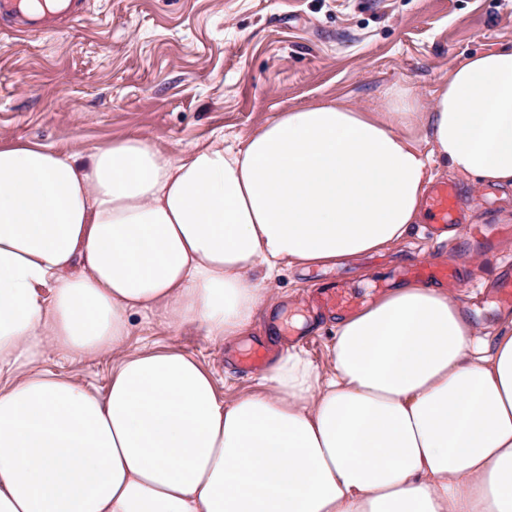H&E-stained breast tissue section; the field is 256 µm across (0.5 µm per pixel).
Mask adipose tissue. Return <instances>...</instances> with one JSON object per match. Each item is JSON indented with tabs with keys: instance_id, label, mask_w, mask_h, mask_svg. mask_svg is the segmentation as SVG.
<instances>
[{
	"instance_id": "adipose-tissue-1",
	"label": "adipose tissue",
	"mask_w": 512,
	"mask_h": 512,
	"mask_svg": "<svg viewBox=\"0 0 512 512\" xmlns=\"http://www.w3.org/2000/svg\"><path fill=\"white\" fill-rule=\"evenodd\" d=\"M439 167L512 188V49L236 146L0 145V512H512V318L481 333L447 289L388 290L230 402L194 355L126 346L132 312L244 335L283 268L405 238ZM52 352L109 357L105 391Z\"/></svg>"
}]
</instances>
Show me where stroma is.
I'll return each mask as SVG.
<instances>
[{
    "mask_svg": "<svg viewBox=\"0 0 512 512\" xmlns=\"http://www.w3.org/2000/svg\"><path fill=\"white\" fill-rule=\"evenodd\" d=\"M0 17V144L83 149L128 136L178 152L224 136L240 143L289 109L322 100L377 105L400 88L431 101L475 52L512 48V0H86L84 16L26 36ZM479 235L427 236L424 225L357 262L282 270L252 335L213 341L129 316V348L158 343L213 369L226 399L258 388L263 366L238 359L292 345L323 363L328 313L309 319L314 284L339 282L363 308L397 284L396 269L455 262L457 295L481 331L506 315L492 297L512 262V190L455 179Z\"/></svg>",
    "mask_w": 512,
    "mask_h": 512,
    "instance_id": "obj_1",
    "label": "stroma"
}]
</instances>
